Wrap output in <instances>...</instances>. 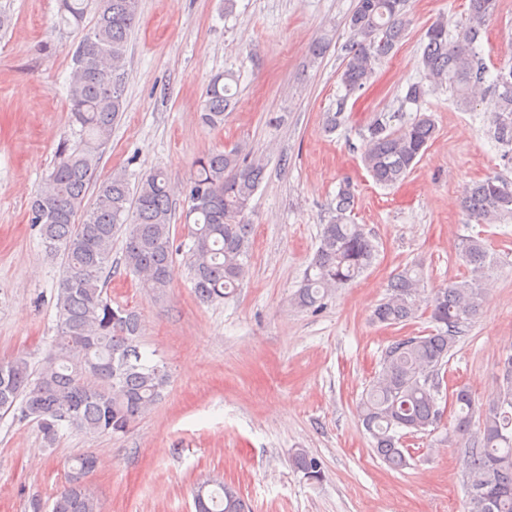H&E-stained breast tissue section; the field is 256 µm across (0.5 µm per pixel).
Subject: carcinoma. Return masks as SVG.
<instances>
[{
    "mask_svg": "<svg viewBox=\"0 0 512 512\" xmlns=\"http://www.w3.org/2000/svg\"><path fill=\"white\" fill-rule=\"evenodd\" d=\"M407 0H357L347 18L351 40L340 82L347 94L370 84L376 65L393 55L404 38ZM496 0H468L466 21L448 34L440 16L422 39V77L408 84L402 102L419 104L428 91L447 86L458 105L469 106L484 92L487 67L477 42L491 20ZM58 25L80 30L86 15L92 26L80 37L67 88L72 138L57 148L52 168L32 197L30 223L39 227L46 253L62 256L56 289L57 328L39 368L24 356L0 360V410L19 406L20 417L34 419L45 442L53 443L64 428L84 434L128 432L147 414L168 382L166 367L143 358L139 350L138 315L112 307L106 271L112 268V242L125 232L123 263L140 288L162 294L170 287L180 248L187 249L192 288L203 303L234 297L248 271L252 224L251 200L265 175L262 158L240 144L199 156L190 175L185 220L190 244L173 233L175 214L168 174L146 171L131 186L127 173L114 172L90 207L84 206L102 148L123 108L124 61L140 0H58ZM231 74L208 84L201 115L205 125L224 124L234 105ZM489 113L494 140L512 148V65L496 71ZM437 137L432 116L417 113L395 128L386 114L367 125L362 156L373 181L391 188L401 184L423 159ZM355 193L346 182L336 195L320 242L306 268L293 304L318 310L332 290L367 271L377 246L364 225L353 222ZM462 207L478 224H498L512 217V183L486 178L471 183ZM461 259L471 278L425 292L424 266L414 262L398 271L388 296L373 319L402 325L416 318L421 303L430 309L435 330L400 336L382 352L357 405L359 422L372 438L373 451L395 471L409 466L411 449L403 435L429 434L441 424L444 409L455 416L454 432L465 440L463 466L467 512H512V350L497 362L498 397L481 406L471 390L458 386L440 404L439 373L463 327L485 303L479 275L488 252L479 238L462 242ZM294 467L314 481L323 478L320 461L306 450L293 456ZM97 467L93 455L72 459L65 485L51 512H103L101 498L86 478ZM196 512H250L232 484L206 480L193 489Z\"/></svg>",
    "mask_w": 512,
    "mask_h": 512,
    "instance_id": "cac0c4a2",
    "label": "carcinoma"
}]
</instances>
